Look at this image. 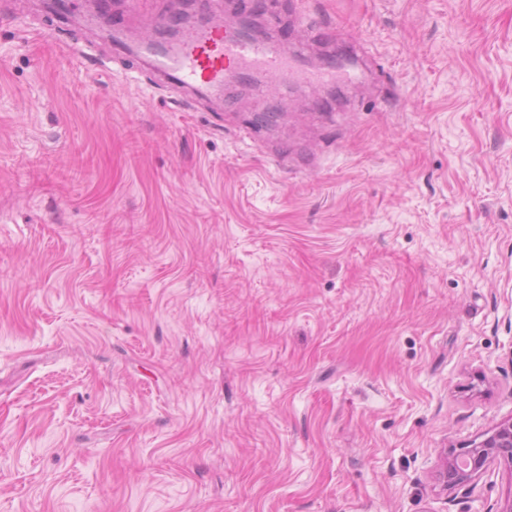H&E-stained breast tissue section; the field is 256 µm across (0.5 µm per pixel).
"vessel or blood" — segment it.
<instances>
[{"mask_svg":"<svg viewBox=\"0 0 512 512\" xmlns=\"http://www.w3.org/2000/svg\"><path fill=\"white\" fill-rule=\"evenodd\" d=\"M303 43L288 45L239 33L221 20L186 31L171 51L142 49L147 65L160 72L175 88L190 89L197 96L220 93L231 79L262 74L291 82L323 85L339 81L359 82L360 70L337 65L328 59L321 64H303Z\"/></svg>","mask_w":512,"mask_h":512,"instance_id":"vessel-or-blood-1","label":"vessel or blood"}]
</instances>
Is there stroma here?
Masks as SVG:
<instances>
[{
	"mask_svg": "<svg viewBox=\"0 0 512 512\" xmlns=\"http://www.w3.org/2000/svg\"><path fill=\"white\" fill-rule=\"evenodd\" d=\"M175 7L0 0V512H506L439 474L512 420V0H267L338 105L129 65Z\"/></svg>",
	"mask_w": 512,
	"mask_h": 512,
	"instance_id": "1",
	"label": "stroma"
}]
</instances>
